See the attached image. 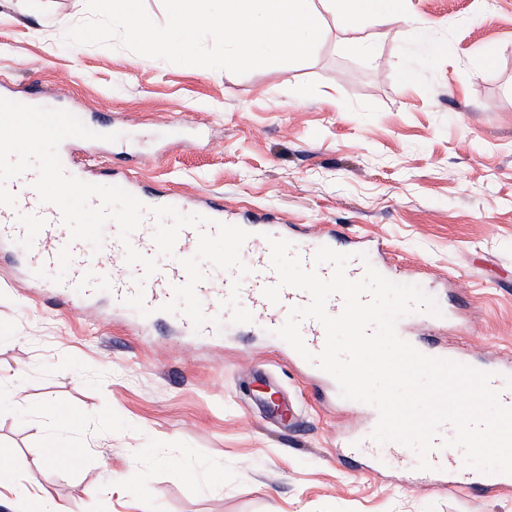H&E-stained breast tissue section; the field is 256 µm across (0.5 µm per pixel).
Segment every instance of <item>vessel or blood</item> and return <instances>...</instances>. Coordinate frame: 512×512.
<instances>
[{"label":"vessel or blood","mask_w":512,"mask_h":512,"mask_svg":"<svg viewBox=\"0 0 512 512\" xmlns=\"http://www.w3.org/2000/svg\"><path fill=\"white\" fill-rule=\"evenodd\" d=\"M37 177V170L32 169L9 181L8 188L16 195L17 203L12 207L0 205V247L22 244L24 269L30 283L60 305L75 309L104 291L113 308L122 310L126 307V299L140 291L153 317H175L186 336H211L226 326L271 332L285 322L291 307L303 306L310 301L308 293L294 288L283 289L275 304L264 297V288L276 283L277 277L270 267L271 251L265 239L272 228L265 224L263 217L240 224L225 209L223 199L212 198L198 207L184 196L142 190L136 191L135 196L146 205H169L182 212L193 208L206 216L208 222L198 228L182 229L174 247V260L160 263L158 272L147 278L144 287H136L134 280L142 276L143 269L126 264L125 248L117 237V225L108 223L103 246L97 253L89 244L71 240L59 209L40 202L33 187ZM154 231L155 221L148 216L131 236L133 247L149 257L158 254ZM214 241L223 242V251L211 254L207 266L198 265L197 254ZM292 242L294 254L308 267L314 265L318 248L346 246L352 255L346 266L347 277L358 280L365 274L364 257L369 254V247L342 231L331 228L314 236L293 237ZM243 255L249 256L252 266L250 275L245 278L234 272ZM301 333L312 353L321 352L325 331L319 322L305 320ZM488 371L493 375L491 385L498 391L501 404L512 407V359L491 365ZM263 401L281 420L294 419L293 406L282 399L276 386H269ZM453 434L451 424L439 428L435 436L439 446L429 454L431 467L427 470L418 469V457L410 448L395 442L382 448L375 447L367 432L349 441V454L366 460L367 468L372 472L403 461L423 482L448 489L459 488L476 495L512 486V475L485 474L462 465L454 451L442 445L443 440Z\"/></svg>","instance_id":"b4317fda"}]
</instances>
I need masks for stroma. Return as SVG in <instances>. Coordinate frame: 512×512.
Returning <instances> with one entry per match:
<instances>
[{
	"mask_svg": "<svg viewBox=\"0 0 512 512\" xmlns=\"http://www.w3.org/2000/svg\"><path fill=\"white\" fill-rule=\"evenodd\" d=\"M406 9L353 31L321 10L309 61L237 75L66 45L85 0H32L26 13L0 0V87L35 81L47 107L106 122L124 146L79 144L90 170L380 241L397 282L455 314L439 328L407 316L411 334L493 363L512 348V0ZM19 251L0 252V459L16 476L0 512H28L34 494L72 512H512V492L437 490L400 463L370 475L346 462L369 405L328 402L330 384L279 340L184 336L104 294L64 311L38 298ZM260 371L293 404L294 426L268 417ZM53 445L78 467L47 466Z\"/></svg>",
	"mask_w": 512,
	"mask_h": 512,
	"instance_id": "1",
	"label": "stroma"
}]
</instances>
